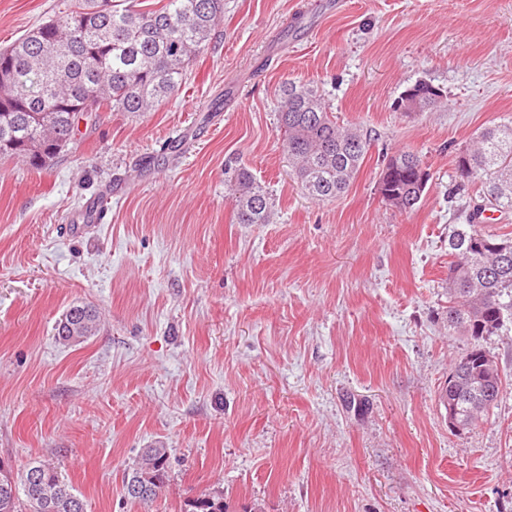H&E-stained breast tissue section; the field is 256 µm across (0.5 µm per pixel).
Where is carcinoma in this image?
Segmentation results:
<instances>
[{
    "label": "carcinoma",
    "instance_id": "1",
    "mask_svg": "<svg viewBox=\"0 0 512 512\" xmlns=\"http://www.w3.org/2000/svg\"><path fill=\"white\" fill-rule=\"evenodd\" d=\"M224 18V0H163L143 9L138 0H78L68 10L30 29L0 48V158H18L39 169L73 137L81 114L73 97L83 93L91 112L154 111L182 85L189 62L204 52ZM405 92L424 112L443 106L442 90L419 80ZM282 148L301 188L318 201H333L358 176L370 142L354 126L333 119L319 90L306 83L283 82L276 93ZM410 150L392 155L378 178L383 200L399 199L410 212L420 203L427 181ZM456 172L480 187L485 203L467 223L448 234V332L468 336L469 347L448 375L445 411L468 427L493 407L502 394L496 362L480 340L502 326L512 311V240L485 229L487 210L512 211V120L477 134L456 153ZM238 224H269V192L244 168L233 170L229 185ZM96 309L72 305L57 323L66 344L96 335ZM167 451L143 449L124 476L128 497L149 507L166 484ZM148 486L149 497L136 495ZM0 512H86L80 494L51 463L34 461L22 472L0 461ZM184 512H227L224 493L213 492L186 503Z\"/></svg>",
    "mask_w": 512,
    "mask_h": 512
}]
</instances>
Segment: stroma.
<instances>
[{"mask_svg": "<svg viewBox=\"0 0 512 512\" xmlns=\"http://www.w3.org/2000/svg\"><path fill=\"white\" fill-rule=\"evenodd\" d=\"M74 0H0V47ZM317 86L371 137L339 199L305 196L275 93ZM445 107L397 112L416 81ZM512 116V0H224V21L155 111L99 113L47 168L0 160V460H44L87 512H512V315L483 348L497 405L454 430L438 394L470 346L448 332V231L478 200L454 155ZM430 178L405 213L385 156ZM247 168L269 224H239ZM100 331L62 344L74 302ZM167 450L150 510L123 477ZM233 180V181H232ZM229 190L235 202V220L239 224H269L273 217L269 192L244 168H235ZM183 512H227L224 505V493L213 492L204 497L188 501Z\"/></svg>", "mask_w": 512, "mask_h": 512, "instance_id": "obj_1", "label": "stroma"}]
</instances>
